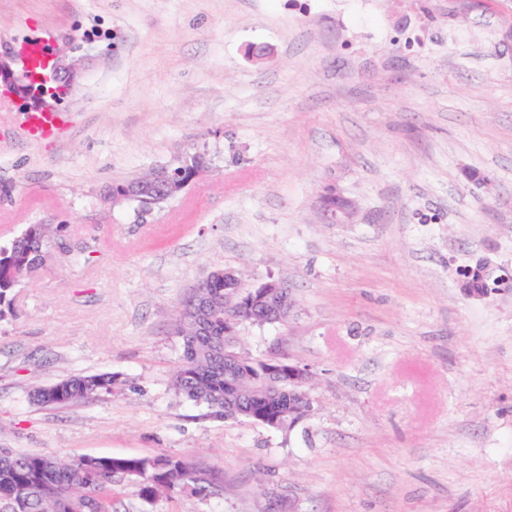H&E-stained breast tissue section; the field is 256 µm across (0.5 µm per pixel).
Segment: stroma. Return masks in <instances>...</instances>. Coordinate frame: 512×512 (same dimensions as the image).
<instances>
[{"label": "stroma", "mask_w": 512, "mask_h": 512, "mask_svg": "<svg viewBox=\"0 0 512 512\" xmlns=\"http://www.w3.org/2000/svg\"><path fill=\"white\" fill-rule=\"evenodd\" d=\"M512 0H0V56L82 57L36 139L0 95V245H63L0 321V448L193 461L219 487L117 512H512ZM267 48L264 60L248 55ZM206 168L152 211L117 182ZM501 278L469 295L466 270ZM286 280L241 345L312 374V416L212 418L173 386L211 270ZM112 393L42 406L69 374Z\"/></svg>", "instance_id": "stroma-1"}]
</instances>
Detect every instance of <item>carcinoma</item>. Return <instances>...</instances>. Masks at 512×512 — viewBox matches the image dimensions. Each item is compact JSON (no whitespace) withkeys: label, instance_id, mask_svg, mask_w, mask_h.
<instances>
[{"label":"carcinoma","instance_id":"1","mask_svg":"<svg viewBox=\"0 0 512 512\" xmlns=\"http://www.w3.org/2000/svg\"><path fill=\"white\" fill-rule=\"evenodd\" d=\"M192 154L176 166L159 170L177 174V180L189 179L195 167ZM59 236L50 224H30L7 246H0V321L10 313V296L20 282L18 273H33L47 260L46 240ZM211 300L208 335H193L195 317L190 298ZM238 301L224 302V282L201 280L177 310L173 334L180 339L181 362L174 371V386L188 400L205 403L211 416L232 419L234 413L224 406V355L239 361L245 369V382L254 383L264 376L265 364L245 351L238 336H224V321L236 313ZM121 384L116 375H70L38 387L32 399L39 405L63 406L112 393ZM255 406L269 414L288 413L287 402L271 393L254 395ZM212 474L199 470L188 459L169 455L98 457L64 456L54 453H14L0 449V512H72L77 503L87 504L89 512H113L118 491L131 488L143 500L150 501L162 492H191L208 495L214 484Z\"/></svg>","mask_w":512,"mask_h":512}]
</instances>
